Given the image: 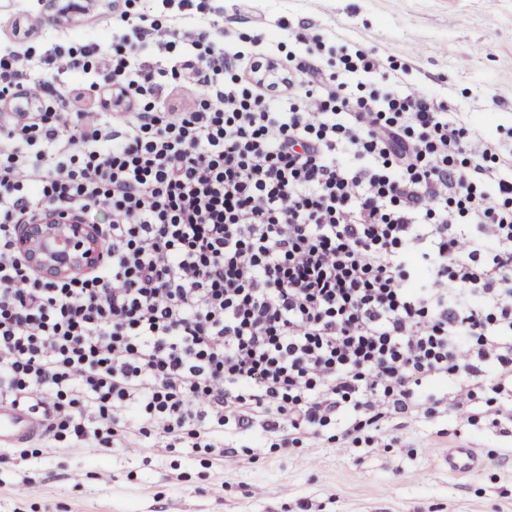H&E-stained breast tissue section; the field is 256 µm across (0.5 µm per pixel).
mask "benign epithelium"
Here are the masks:
<instances>
[{"mask_svg": "<svg viewBox=\"0 0 512 512\" xmlns=\"http://www.w3.org/2000/svg\"><path fill=\"white\" fill-rule=\"evenodd\" d=\"M16 248L34 270L48 279L66 278L101 260L94 228L61 212H50L39 223L19 225Z\"/></svg>", "mask_w": 512, "mask_h": 512, "instance_id": "benign-epithelium-1", "label": "benign epithelium"}]
</instances>
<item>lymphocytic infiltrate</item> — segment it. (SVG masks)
<instances>
[{
	"mask_svg": "<svg viewBox=\"0 0 512 512\" xmlns=\"http://www.w3.org/2000/svg\"><path fill=\"white\" fill-rule=\"evenodd\" d=\"M182 2L193 24L52 44L67 84L33 81L25 17L0 47V400L72 447L131 421L219 460L257 423L286 445L473 426L486 392L511 432L512 145L317 33L284 62L196 55L220 26ZM100 209L89 271L51 281L15 248L44 212Z\"/></svg>",
	"mask_w": 512,
	"mask_h": 512,
	"instance_id": "obj_1",
	"label": "lymphocytic infiltrate"
}]
</instances>
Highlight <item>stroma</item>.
<instances>
[{
  "label": "stroma",
  "instance_id": "1",
  "mask_svg": "<svg viewBox=\"0 0 512 512\" xmlns=\"http://www.w3.org/2000/svg\"><path fill=\"white\" fill-rule=\"evenodd\" d=\"M224 39L269 41L279 56L304 54L291 34L308 25L349 49H375L404 82L439 91L451 111L489 133L512 127V0H218ZM289 22L290 30L280 29ZM41 45L109 39L120 25L94 8L72 22L40 8ZM227 443L256 448L238 466L198 454L127 453L75 447L0 464V512H512V436L488 421L459 424L447 414L398 422L391 437L356 443L303 441L279 447L261 427L230 432ZM470 448L477 466L448 472L449 449Z\"/></svg>",
  "mask_w": 512,
  "mask_h": 512
}]
</instances>
